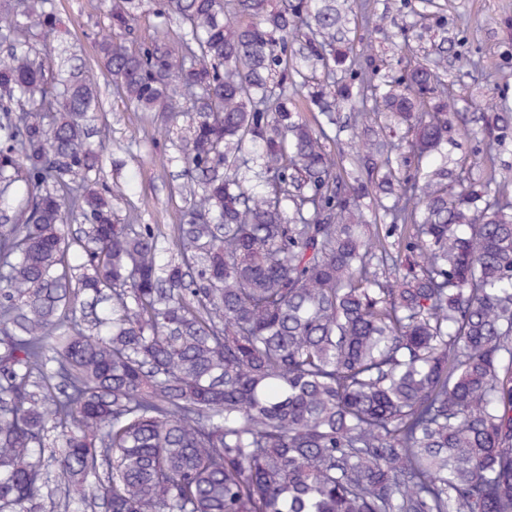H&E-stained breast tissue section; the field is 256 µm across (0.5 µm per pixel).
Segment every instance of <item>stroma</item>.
I'll use <instances>...</instances> for the list:
<instances>
[{"label": "stroma", "mask_w": 512, "mask_h": 512, "mask_svg": "<svg viewBox=\"0 0 512 512\" xmlns=\"http://www.w3.org/2000/svg\"><path fill=\"white\" fill-rule=\"evenodd\" d=\"M381 28L357 32L355 50L368 69L385 70L405 56L437 61L445 83L459 98L458 111L477 103L479 111L512 110V0H369ZM111 0H48L62 21L59 36L72 48L102 100L91 139L105 148L103 179L118 190L112 204L119 223L152 224L169 230L191 206L181 187L186 178L177 160L189 135V119L169 120L161 112H137L115 94L102 73L96 45L108 28ZM162 38L181 54V28L144 7L127 43Z\"/></svg>", "instance_id": "obj_1"}]
</instances>
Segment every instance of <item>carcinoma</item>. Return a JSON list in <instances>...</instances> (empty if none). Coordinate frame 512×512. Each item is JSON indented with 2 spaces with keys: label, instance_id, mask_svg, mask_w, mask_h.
Listing matches in <instances>:
<instances>
[{
  "label": "carcinoma",
  "instance_id": "obj_1",
  "mask_svg": "<svg viewBox=\"0 0 512 512\" xmlns=\"http://www.w3.org/2000/svg\"><path fill=\"white\" fill-rule=\"evenodd\" d=\"M44 3L26 16L52 32ZM354 4L153 0L179 57L127 46L145 0H112L117 93L191 102L195 201L168 234L115 223L80 68L60 58L50 86L0 57V212L27 195L0 225V512L42 493L50 432L84 508L512 512V198L449 155L437 65L367 75ZM0 42L20 44L2 16ZM352 97L350 184L326 142ZM455 116L483 122L488 159L512 137V112Z\"/></svg>",
  "mask_w": 512,
  "mask_h": 512
}]
</instances>
